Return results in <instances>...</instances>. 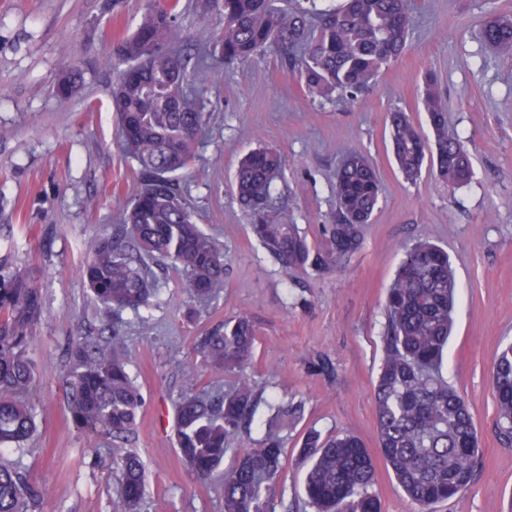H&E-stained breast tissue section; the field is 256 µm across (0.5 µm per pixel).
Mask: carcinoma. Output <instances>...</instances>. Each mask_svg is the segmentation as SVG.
I'll return each instance as SVG.
<instances>
[{
  "label": "carcinoma",
  "instance_id": "carcinoma-1",
  "mask_svg": "<svg viewBox=\"0 0 512 512\" xmlns=\"http://www.w3.org/2000/svg\"><path fill=\"white\" fill-rule=\"evenodd\" d=\"M224 30L196 34L189 56L179 23L181 0L168 8L150 3L136 30L113 47L124 68L112 87V106L125 151L139 166L142 188L123 206L112 233L89 246L83 267L99 314L108 319L126 309L140 311L157 296L145 260H168L186 276L192 297L206 304L224 284V253L196 223L182 195L179 173L195 159L206 130L204 114L190 104L197 86L212 81L210 58L226 63L267 49L293 55L308 96L349 104L365 93L383 69L409 48L412 25L407 0H341L328 9L279 5V0H210ZM481 41L512 48V17L490 16ZM81 75L64 74L55 92L73 95ZM431 137L422 135L404 111L389 113L392 153L399 172L417 179L425 163L450 188L472 175L463 141L448 136L447 106L437 79L426 78L419 98ZM285 159L275 147H259L239 162L235 190L241 206L260 220L252 234L285 270L330 272L361 247L363 228L378 207L381 188L371 161L352 150L336 174L337 221L324 226L326 246L316 248L295 224L267 218L273 181ZM458 282L448 252L422 235L403 248L385 298L383 356L375 393L378 452L405 496L419 512H430L465 491L479 457L473 415L444 374L453 328ZM0 512H33L40 493L17 463L3 458L37 431L28 399L35 384L29 356L33 325L43 306L37 289L18 277L0 288ZM256 329L239 314L203 340L201 354L212 371L237 379L212 396L189 389L175 408L176 449L200 480L218 479L224 512H275L272 483L284 456L281 431L301 417L302 405L270 406L265 435L224 466L228 443L253 421L260 401L244 375L252 365ZM67 410L81 429L113 438L109 449L118 471L120 512H139L144 466L122 445L137 423L143 395L130 376L124 337L112 330L105 343L76 342L70 349ZM492 389L500 434L512 438V344L496 355ZM299 456L308 466L303 492L313 512H380L374 492L372 453L353 434L324 437L306 431Z\"/></svg>",
  "mask_w": 512,
  "mask_h": 512
}]
</instances>
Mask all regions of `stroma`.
<instances>
[{"instance_id": "stroma-1", "label": "stroma", "mask_w": 512, "mask_h": 512, "mask_svg": "<svg viewBox=\"0 0 512 512\" xmlns=\"http://www.w3.org/2000/svg\"><path fill=\"white\" fill-rule=\"evenodd\" d=\"M147 4L0 0V288L26 277L44 307L30 349L39 428L10 458L41 490L42 512H115L112 439L73 424L67 352L78 338L104 334L81 267L91 241L110 232L141 186L137 162L119 144L110 106L117 72L108 59ZM409 13L411 49L349 106L311 99L280 54L215 61L219 79L196 97L206 135L180 184L197 224L224 253V286L203 307L178 268L156 264L152 306L121 314L130 374L144 396L127 441L145 465L140 512H224L221 484L195 479L176 451L173 424L185 390L207 395L229 384L199 349L242 313L257 330L247 375L261 400L255 425L231 441L225 463L258 446L269 403L302 404L300 423L283 433L274 502L276 512H311L298 460L304 430L352 433L376 449L385 293L402 246L425 232L447 250L459 284L447 378L469 403L482 449L471 487L436 512H512V444L498 435L491 388L494 357L512 342V51L479 38L491 14H512V0H409ZM73 69L82 76L78 93L55 96L54 84ZM430 74L445 95L449 133L472 157L471 181L455 189L428 168L406 180L391 155L388 114L402 109L426 126L417 98ZM261 146L286 157L272 193L275 221L298 225L317 246L322 225L336 221L332 186L348 152L377 168L380 203L343 272L285 271L252 234L234 174Z\"/></svg>"}]
</instances>
